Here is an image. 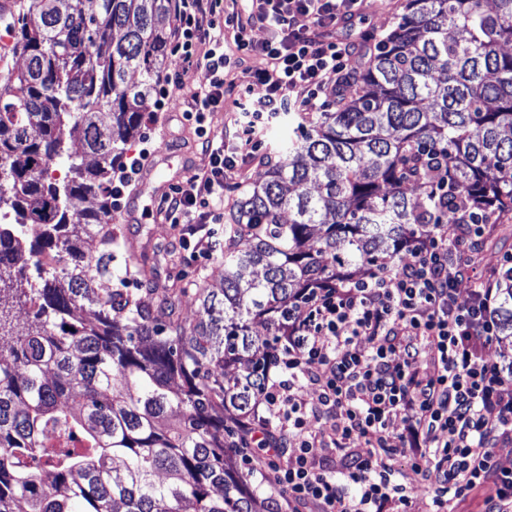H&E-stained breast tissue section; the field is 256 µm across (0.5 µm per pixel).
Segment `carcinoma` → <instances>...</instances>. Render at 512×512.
Segmentation results:
<instances>
[{"instance_id":"carcinoma-1","label":"carcinoma","mask_w":512,"mask_h":512,"mask_svg":"<svg viewBox=\"0 0 512 512\" xmlns=\"http://www.w3.org/2000/svg\"><path fill=\"white\" fill-rule=\"evenodd\" d=\"M92 3L28 0L12 25L25 68L0 79V209L19 216L0 232V512H260L227 465L238 436L224 413L254 412L304 293L398 262L419 225L512 222V0H406L348 77L357 95L292 118L225 230L221 287L192 295L96 287L112 208L82 204L140 132L171 0ZM76 133L80 153L66 147ZM498 288L499 333L512 336V277Z\"/></svg>"}]
</instances>
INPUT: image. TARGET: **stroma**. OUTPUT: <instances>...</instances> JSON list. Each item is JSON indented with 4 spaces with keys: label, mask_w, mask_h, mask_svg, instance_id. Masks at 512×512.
<instances>
[{
    "label": "stroma",
    "mask_w": 512,
    "mask_h": 512,
    "mask_svg": "<svg viewBox=\"0 0 512 512\" xmlns=\"http://www.w3.org/2000/svg\"><path fill=\"white\" fill-rule=\"evenodd\" d=\"M405 12V0H364L359 14L350 25L337 30V37L357 43L353 67H361L373 54L377 44L393 29ZM260 59L247 58L224 71V83L230 88L224 96V107L207 113L203 126L185 120L184 114L193 94L200 87L201 74L185 68L182 60L167 56L163 68L164 83L157 98L160 110L146 112L138 138L127 145L126 155L133 158L148 153L158 164L157 174L144 184L129 221L116 224L112 241V274L99 279L101 290L125 288L145 292L146 282L135 273L138 266L152 268L160 284L194 288L205 280L219 286L224 270L216 255L192 257L183 242L184 225L171 223L159 201L165 185H177L195 173L203 172L209 162L208 137L231 133L238 111V93L253 84V72ZM178 75V85L167 78Z\"/></svg>",
    "instance_id": "1"
}]
</instances>
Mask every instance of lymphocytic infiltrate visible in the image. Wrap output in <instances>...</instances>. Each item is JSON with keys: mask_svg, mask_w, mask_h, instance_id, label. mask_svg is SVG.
I'll return each instance as SVG.
<instances>
[{"mask_svg": "<svg viewBox=\"0 0 512 512\" xmlns=\"http://www.w3.org/2000/svg\"><path fill=\"white\" fill-rule=\"evenodd\" d=\"M225 13L222 0H172V53L201 73L190 109L196 121L224 106L233 57L261 59V95H239L233 136L213 137L209 166L161 198L186 238L212 237L224 219V186L261 148V128L286 112H314L340 85L354 46L333 39L362 0H248ZM234 50L198 56L199 45ZM264 30L263 40L250 36ZM481 224H429L414 231L396 264L359 279L311 289L269 354L264 416L242 424L249 472L272 491V512H406L393 440L410 448L411 471L434 489L429 512L481 493V512H512V369L490 359L498 337L496 285L512 253L467 298L458 288L481 247Z\"/></svg>", "mask_w": 512, "mask_h": 512, "instance_id": "f902f5d3", "label": "lymphocytic infiltrate"}]
</instances>
